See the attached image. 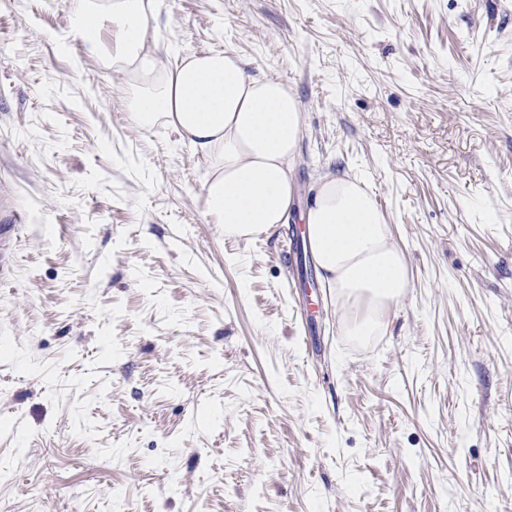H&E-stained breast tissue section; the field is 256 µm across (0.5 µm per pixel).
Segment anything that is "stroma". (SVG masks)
<instances>
[{
	"label": "stroma",
	"mask_w": 512,
	"mask_h": 512,
	"mask_svg": "<svg viewBox=\"0 0 512 512\" xmlns=\"http://www.w3.org/2000/svg\"><path fill=\"white\" fill-rule=\"evenodd\" d=\"M67 0H0V512H512V0H155L304 114L294 208L366 181L411 273L377 336L225 237Z\"/></svg>",
	"instance_id": "stroma-1"
}]
</instances>
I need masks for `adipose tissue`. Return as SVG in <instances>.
<instances>
[{"label":"adipose tissue","instance_id":"adipose-tissue-1","mask_svg":"<svg viewBox=\"0 0 512 512\" xmlns=\"http://www.w3.org/2000/svg\"><path fill=\"white\" fill-rule=\"evenodd\" d=\"M71 32L86 52L127 75L133 123H162L210 161L207 213L225 236L252 239L288 223L294 200L290 163L302 126L287 85L250 75L231 51L191 56L174 68L159 58L154 0H69ZM117 29L114 45L100 37ZM311 253L338 301L355 307L349 331L382 332L390 306L410 282L385 212L360 180L323 175L302 216Z\"/></svg>","mask_w":512,"mask_h":512}]
</instances>
